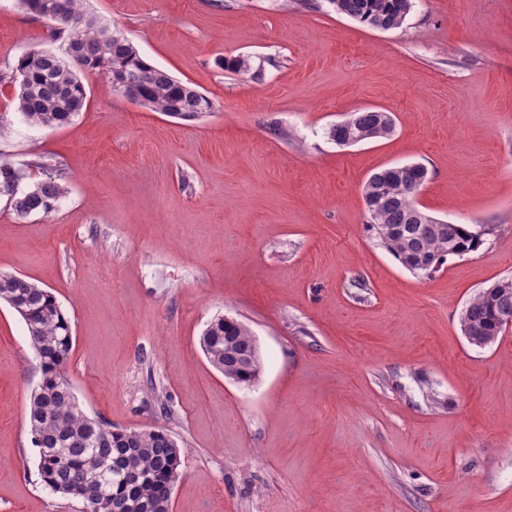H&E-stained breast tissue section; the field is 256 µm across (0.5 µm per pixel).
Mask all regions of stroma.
<instances>
[{"mask_svg":"<svg viewBox=\"0 0 512 512\" xmlns=\"http://www.w3.org/2000/svg\"><path fill=\"white\" fill-rule=\"evenodd\" d=\"M150 63L215 103L180 119L86 73L87 106L28 124L0 89V163H63L50 216L0 197V272L69 317L84 411L165 429L182 450L172 512H512V330L478 348L471 299L512 279V0H415L372 30L299 0H89ZM59 51L46 21L0 0V69ZM248 54L257 76L221 66ZM392 113L391 137L340 147L330 126ZM421 163L418 202L488 224L432 276L378 242L363 196L379 168ZM248 324L260 377L224 379L199 337ZM41 379L0 304V512H80L45 489L27 409Z\"/></svg>","mask_w":512,"mask_h":512,"instance_id":"stroma-1","label":"stroma"}]
</instances>
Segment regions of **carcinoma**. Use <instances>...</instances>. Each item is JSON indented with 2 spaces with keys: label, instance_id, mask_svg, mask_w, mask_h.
Returning <instances> with one entry per match:
<instances>
[{
  "label": "carcinoma",
  "instance_id": "1",
  "mask_svg": "<svg viewBox=\"0 0 512 512\" xmlns=\"http://www.w3.org/2000/svg\"><path fill=\"white\" fill-rule=\"evenodd\" d=\"M67 21L56 31L66 47L77 46L83 55L75 65L50 51L34 50L0 70V85L16 88L15 106L29 123L57 128L73 120L87 105V92L79 74L105 72L110 79L136 87L143 103L172 117H196L213 109L212 100L167 70L148 63L124 35L87 12L84 0H65ZM337 13L374 30L400 27L414 0H328ZM59 0H20L27 12L50 19ZM224 67L247 76L253 57L238 55ZM394 119L382 110L354 112L349 122L328 130L334 141L353 133L388 138ZM34 160L0 164V196L17 192L8 203L19 217L49 215L67 193L61 166L55 175L22 189L26 169ZM429 179L428 168L417 163L404 168L384 167L364 186L368 224L381 245L401 265L433 261L429 276L448 258L476 252L485 234L476 224H449L426 213L417 195ZM0 299L24 321L30 343L41 363V380L30 396L29 423L38 448V472L44 488L82 504L81 512H171L172 495L179 478L182 449L168 435L138 436L130 430L116 436L112 426L85 413L73 392L66 366L73 348L70 320L55 296L24 276L0 274ZM512 326V286L493 284L469 303L461 330L476 342L498 339ZM208 362L224 369V356L239 361L253 357L258 345L253 332L237 320L212 321L201 336Z\"/></svg>",
  "mask_w": 512,
  "mask_h": 512
}]
</instances>
